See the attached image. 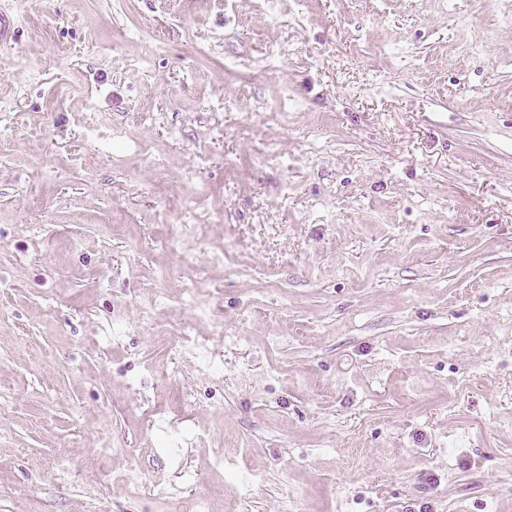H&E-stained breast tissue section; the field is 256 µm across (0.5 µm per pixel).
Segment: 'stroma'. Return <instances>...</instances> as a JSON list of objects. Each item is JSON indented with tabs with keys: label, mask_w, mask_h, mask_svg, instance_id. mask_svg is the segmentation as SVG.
<instances>
[{
	"label": "stroma",
	"mask_w": 512,
	"mask_h": 512,
	"mask_svg": "<svg viewBox=\"0 0 512 512\" xmlns=\"http://www.w3.org/2000/svg\"><path fill=\"white\" fill-rule=\"evenodd\" d=\"M0 12V512H512V0Z\"/></svg>",
	"instance_id": "obj_1"
}]
</instances>
